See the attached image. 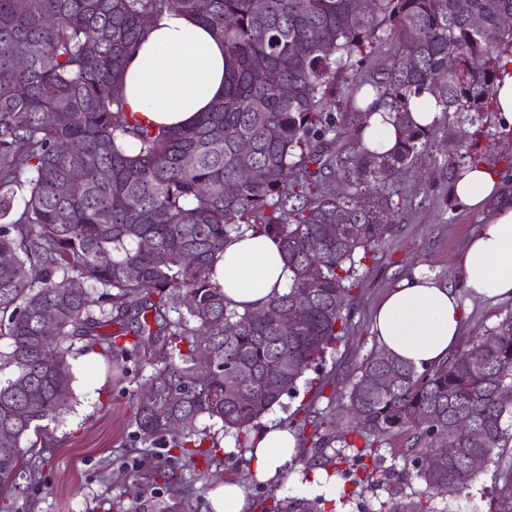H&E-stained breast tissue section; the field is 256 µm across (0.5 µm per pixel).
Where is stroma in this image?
I'll return each instance as SVG.
<instances>
[{
  "label": "stroma",
  "instance_id": "1",
  "mask_svg": "<svg viewBox=\"0 0 512 512\" xmlns=\"http://www.w3.org/2000/svg\"><path fill=\"white\" fill-rule=\"evenodd\" d=\"M456 146L447 131H439L420 155L417 175L399 177L390 184L401 220L394 240L358 269L362 286L354 293L350 332L320 372L329 382L332 400L314 404L303 393L286 397L267 414V421L285 424L290 413L309 403L314 412L327 413L335 431H343L351 418L346 395L357 367L379 345L372 330V312L384 293L421 267L442 283L461 289L457 257L486 215L458 208L450 196L455 172L436 165L454 153ZM466 303L468 315L457 341L461 348L512 313V299L470 297ZM143 382V375L126 374L117 367H93L76 375L71 410L48 425L56 446L32 451L41 472L39 483L15 499L0 496V512H129L147 501L155 505L169 499L175 491L188 498L194 512H204L212 487L229 477L246 481L245 459L236 451L234 437L224 434L219 437L221 451L208 473L198 476L180 467L170 480L156 478L155 469L164 463L166 451L137 442L130 424V396ZM405 442L402 435L373 437L380 466L388 476L357 488L339 503L340 512H380L388 503L428 496L411 457L403 451ZM300 448L302 458L290 481L266 486L248 483L249 497L303 496L305 482L321 467L308 437H301ZM501 484L499 471L490 464L483 467L467 494L449 503L437 498L433 504L438 512H487Z\"/></svg>",
  "mask_w": 512,
  "mask_h": 512
}]
</instances>
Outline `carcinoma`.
Segmentation results:
<instances>
[{
	"mask_svg": "<svg viewBox=\"0 0 512 512\" xmlns=\"http://www.w3.org/2000/svg\"><path fill=\"white\" fill-rule=\"evenodd\" d=\"M206 2L0 0V337L9 341L0 351V493L21 495L35 481L23 448L53 444L43 421L72 407L76 352L150 369L152 390L132 398L134 436L166 449L169 463L216 459L219 441L201 418L248 448L259 420L348 331L357 266L399 222L386 184L415 170L438 129L415 126L411 99L429 93L439 124L458 129L444 165L487 164L461 125L495 116L512 0ZM171 11L224 41V97L177 129L127 111L122 95L128 55ZM17 45L29 50L22 63ZM377 49L388 62L362 69ZM339 83L348 88L341 102ZM368 89L376 100L365 107ZM377 115L398 135L388 153L358 136ZM248 230L278 240L289 275L285 291L240 312L211 270L224 243ZM299 297L306 304L285 333L281 318ZM387 370L392 384L380 387ZM506 388L512 313L422 372L370 351L348 392L343 442L356 454L343 474L354 485L383 475L358 440L405 433L431 497L458 498L479 476L471 456L499 464L512 446ZM325 424L298 411L289 422L312 429L320 454L332 444ZM427 455L436 456L430 466ZM501 479L488 512H512L511 462ZM260 507L335 512L336 501L270 495ZM388 512L437 510L410 500Z\"/></svg>",
	"mask_w": 512,
	"mask_h": 512,
	"instance_id": "obj_1",
	"label": "carcinoma"
}]
</instances>
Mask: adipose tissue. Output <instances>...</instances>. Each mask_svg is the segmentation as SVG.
Wrapping results in <instances>:
<instances>
[{
  "label": "adipose tissue",
  "mask_w": 512,
  "mask_h": 512,
  "mask_svg": "<svg viewBox=\"0 0 512 512\" xmlns=\"http://www.w3.org/2000/svg\"><path fill=\"white\" fill-rule=\"evenodd\" d=\"M223 93L221 40L177 12L149 23L124 72L129 111L158 125L185 127ZM451 194L466 210H492L458 258L465 288L476 298L512 299V191L491 170L478 167L459 173ZM213 270L214 283L241 311L283 292L288 281L278 242L250 231L225 244ZM466 315L459 293L421 269L385 293L374 311L373 330L386 351L421 371L448 357ZM253 439V448L245 453L248 474L261 483L287 476L298 456L295 432L271 423Z\"/></svg>",
  "instance_id": "obj_1"
}]
</instances>
